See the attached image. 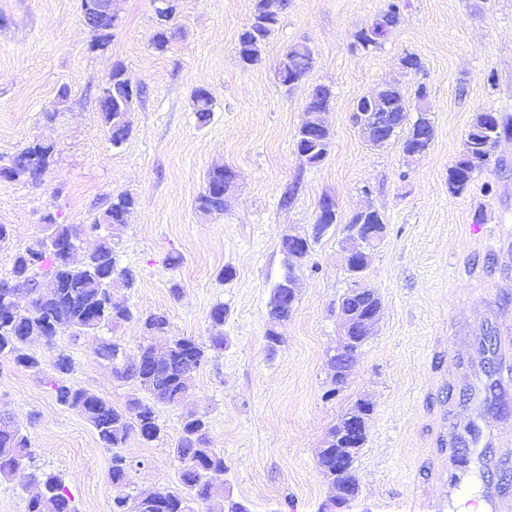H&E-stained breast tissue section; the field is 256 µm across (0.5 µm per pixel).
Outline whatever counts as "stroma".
I'll return each instance as SVG.
<instances>
[{
  "label": "stroma",
  "instance_id": "obj_1",
  "mask_svg": "<svg viewBox=\"0 0 512 512\" xmlns=\"http://www.w3.org/2000/svg\"><path fill=\"white\" fill-rule=\"evenodd\" d=\"M119 23L104 50L93 48L81 0H0V157L39 139L55 146L40 185L0 178V277L14 255L44 233L43 218L88 224L113 195L136 206L121 232L120 264L137 275L128 294L136 313H162L169 335L208 342L223 333L177 405L155 404L159 439L131 434L121 455L134 464L129 486L109 480L111 449L48 384L57 351L71 355L72 381L118 406L149 396L135 381L116 379L100 360L102 340L135 358L147 339L136 320L27 351L38 368L0 357V413L31 441L29 470L60 475L78 512H112L116 495H146L178 484L172 448L184 415L205 414L209 446L223 453L224 499L248 512H318L328 483L318 466L329 429L357 399L374 412L357 475L360 494L349 512H420L419 474L441 468L436 439L462 430L471 417L463 395L487 337L512 336V139L479 182L491 194L448 191L476 112L512 115V0H409L382 47L365 54L354 34L384 0H288L260 64L241 68L237 35L253 0H181L177 35L166 51L151 37L152 0H115ZM308 38L314 63L294 87L279 83L283 50ZM417 53L434 142L409 162L399 143L376 149L353 121L359 97L396 77L400 57ZM143 88L121 146L105 135L96 98L114 63ZM331 85L327 114L332 148L319 165L298 156L294 135L317 84ZM207 88L214 105L200 124L191 94ZM231 167L238 189L223 215L194 209L208 171ZM294 189L289 205L285 190ZM341 218L364 206L385 217L387 233L372 255L368 283L382 297L375 333L362 348L345 388L324 399L327 359L337 346L336 300L347 287L342 231L314 244L294 271L298 303L281 327L275 356L265 350L267 302L284 272L279 235L315 221L323 197ZM179 256L178 265L167 263ZM232 280H224L225 267ZM228 306L221 327L210 311Z\"/></svg>",
  "mask_w": 512,
  "mask_h": 512
}]
</instances>
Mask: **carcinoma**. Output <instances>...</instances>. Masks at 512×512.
Returning a JSON list of instances; mask_svg holds the SVG:
<instances>
[{
    "instance_id": "cac0c4a2",
    "label": "carcinoma",
    "mask_w": 512,
    "mask_h": 512,
    "mask_svg": "<svg viewBox=\"0 0 512 512\" xmlns=\"http://www.w3.org/2000/svg\"><path fill=\"white\" fill-rule=\"evenodd\" d=\"M157 26L151 38L154 49L163 52L176 36L174 21L178 13L179 0H153ZM407 0H387V4L375 17L376 27L360 29L355 34V48L366 53L381 48V29H389L400 23ZM281 15L269 16L264 12L263 0H255L249 21L244 24L237 40V57L245 67L262 62L266 46L280 25ZM314 63L313 50L303 42L288 47L278 63L277 73L284 85H292L306 77ZM111 100V108L101 112V121L112 145H121L131 129L130 111L124 103L137 99L142 89L132 86L125 78L121 64L112 67L111 73L100 86ZM426 85L418 84L415 98L411 102L398 85L386 88L384 101L376 119H371L362 109L354 113V121L364 137L373 141V127L380 126L385 132L386 142L401 138L402 152L423 157L429 151L435 137L434 124L429 117L430 107L425 103ZM194 111L200 123L210 120L213 112V97L205 88H196L191 94ZM333 91L327 85H318L307 105L314 112L330 106ZM416 118H410L411 113ZM512 138V116L490 115L486 111L475 114L466 132L463 144L467 151L448 168V192L456 197L471 193L477 175L493 163H499L495 152L499 143ZM297 154L307 164L316 166L328 155L332 137L327 125H322L316 140L303 136L302 130L295 135ZM55 146L51 143L31 142L11 156L15 168L11 179L24 180L32 184L53 161ZM228 180L227 170L217 167L211 170L202 191L195 198V209L202 215L212 217L224 213V186ZM136 205L135 198L128 193L112 196V201L103 214L90 224H58L47 218L46 236L17 250L9 276L22 289L34 293L26 309L18 305H6L0 301V357H8L26 368H37L40 361L25 351L33 339H41L54 345L58 333L68 331L77 338L94 334L105 327L117 328L133 318L125 296L119 294L114 284L133 288L136 274L118 261L119 232L125 225L123 215ZM112 226V234L99 237L98 243L88 254L77 256L81 237L87 231H95L101 225ZM284 255L285 273L274 286L269 301L270 321H286L295 309L296 293L291 288L292 269L303 260L302 255L288 253V240L280 242ZM345 311H356L363 316L381 307V298L372 288L363 285L357 293L346 292L338 300ZM145 330L152 336H162L169 328V319L164 314L153 313L142 319ZM224 347V337L213 336L210 344L192 337L172 336L163 344L147 342L140 346L139 360L142 377L137 380L151 402L129 401L118 407L112 401L75 386L70 381L74 364L70 355L60 351L53 362L55 376L49 379L57 402L76 412L92 426L105 448H121L131 432L138 433L145 442L159 438L160 427L154 404L176 405L190 388L191 374L208 360V351ZM174 458L180 463L179 484L172 489L154 493L159 503L156 512H190L189 503H211L224 488V473L227 466L224 455L209 448L206 415L191 412L181 421L179 436L172 448ZM360 451H355L352 465L341 476L326 474L332 487L346 486L351 493L359 494L357 460ZM32 459L28 435L6 417L0 416V478L10 479L24 473L26 462ZM131 465L126 457L115 452L109 479L115 486H126L130 482ZM41 494L28 500L26 512H77L75 499L63 479L54 473L43 472L30 475Z\"/></svg>"
}]
</instances>
